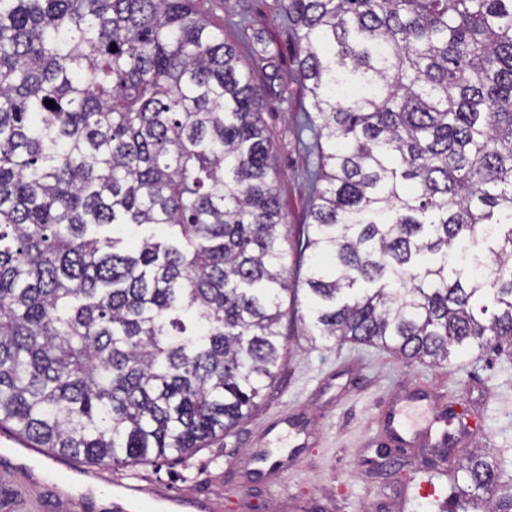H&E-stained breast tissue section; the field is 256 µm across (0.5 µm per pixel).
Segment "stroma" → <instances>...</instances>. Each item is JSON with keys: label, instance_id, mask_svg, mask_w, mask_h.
Returning <instances> with one entry per match:
<instances>
[{"label": "stroma", "instance_id": "obj_1", "mask_svg": "<svg viewBox=\"0 0 512 512\" xmlns=\"http://www.w3.org/2000/svg\"><path fill=\"white\" fill-rule=\"evenodd\" d=\"M213 27L223 31L240 67L261 91L259 110L275 155L282 211L291 247L311 222L306 171L317 162L302 125L311 98L292 79L297 47L279 16V0H200ZM249 18L285 63L274 72L253 38L236 27ZM288 314L282 322L288 352L260 408L224 439L200 449L187 462L104 472L199 500L220 502L221 512H446L449 458L485 448L500 482L512 486V344L472 348L450 362L403 360L380 346L312 338L308 322ZM424 389L442 405L463 413L452 425L461 444L441 449L391 446L383 424L401 393ZM311 431L297 453L277 447L269 431L284 421ZM434 480L436 494L421 485ZM0 512H71L49 484L25 487L12 462L0 457Z\"/></svg>", "mask_w": 512, "mask_h": 512}]
</instances>
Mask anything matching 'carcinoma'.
<instances>
[{"instance_id":"obj_1","label":"carcinoma","mask_w":512,"mask_h":512,"mask_svg":"<svg viewBox=\"0 0 512 512\" xmlns=\"http://www.w3.org/2000/svg\"><path fill=\"white\" fill-rule=\"evenodd\" d=\"M282 14L319 120L293 280L258 89L199 0H0V429L186 459L257 406L300 289L318 335L408 360L512 340V0ZM451 473L465 505L497 478L480 448Z\"/></svg>"}]
</instances>
